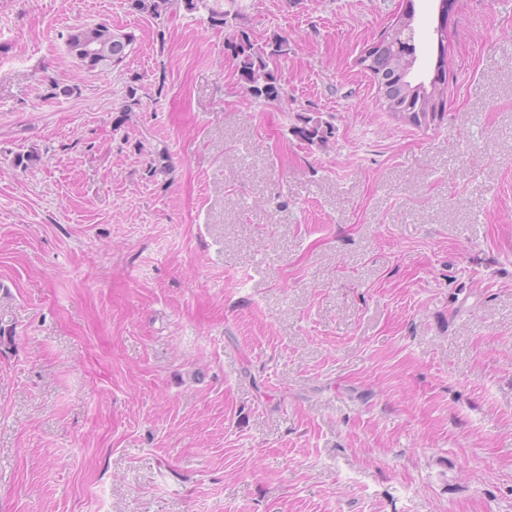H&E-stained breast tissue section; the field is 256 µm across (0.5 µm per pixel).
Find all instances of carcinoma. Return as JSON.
<instances>
[{
    "label": "carcinoma",
    "instance_id": "1",
    "mask_svg": "<svg viewBox=\"0 0 512 512\" xmlns=\"http://www.w3.org/2000/svg\"><path fill=\"white\" fill-rule=\"evenodd\" d=\"M221 0H132V6L137 11L156 20L169 19L180 9L189 13L201 10L208 14L207 22L215 27L227 23L228 11L220 7ZM98 35L105 41L111 42L112 56L124 59L128 56V45L122 36H108L107 26L99 24ZM376 46L369 66L373 78L385 83L388 97L393 105L388 107L399 118L417 126L428 128L439 121L444 112H413L418 94L424 93L428 87H437L436 83L426 85L423 82L414 83L406 76L398 74L397 60L409 58L415 52V47L409 45L403 35L396 32L394 26H389L374 42ZM227 48L237 63L239 82L251 97L266 103L277 101L282 96L283 85L278 75L277 60L286 54L287 42L279 36H273L263 43L252 39L250 34L241 31L227 41ZM302 125L293 128L295 136L303 141L320 146L328 145L333 135L330 123L319 118L302 117ZM42 162V157L36 150H29L15 156L14 166L24 170Z\"/></svg>",
    "mask_w": 512,
    "mask_h": 512
}]
</instances>
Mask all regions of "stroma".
I'll list each match as a JSON object with an SVG mask.
<instances>
[{
  "label": "stroma",
  "mask_w": 512,
  "mask_h": 512,
  "mask_svg": "<svg viewBox=\"0 0 512 512\" xmlns=\"http://www.w3.org/2000/svg\"><path fill=\"white\" fill-rule=\"evenodd\" d=\"M240 3L0 0V512H512V0H453L429 129L359 58L410 4L431 78L439 0ZM132 6L137 11L147 14L153 19L162 20L177 16L183 7L187 12H200L202 9L208 14L207 22L211 26L224 27L230 11L222 10L221 0H132ZM209 2H214L210 4ZM226 47L237 63L239 82L251 97L266 103L281 98L283 85L276 63L288 50L286 40L273 36L259 43L241 31L227 41ZM102 44L99 40L89 39L81 40L72 47V56L83 66L89 65L101 60ZM302 126H295L292 132L297 138L311 144L327 146L333 135V127L328 122H323L319 116L301 117Z\"/></svg>",
  "instance_id": "35a3bbf8"
}]
</instances>
